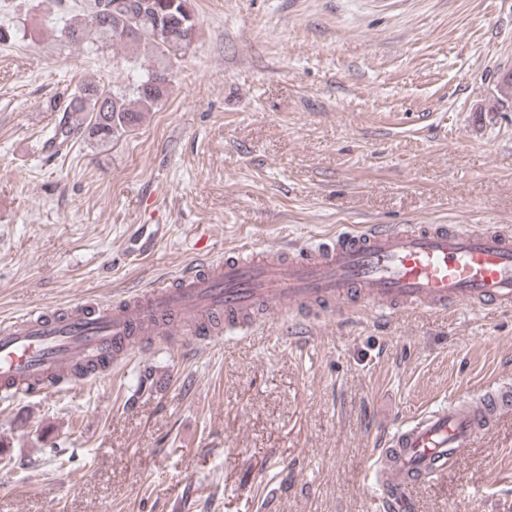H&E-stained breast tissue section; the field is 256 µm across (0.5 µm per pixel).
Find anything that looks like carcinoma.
Segmentation results:
<instances>
[{"mask_svg": "<svg viewBox=\"0 0 512 512\" xmlns=\"http://www.w3.org/2000/svg\"><path fill=\"white\" fill-rule=\"evenodd\" d=\"M111 14L95 22L97 0L66 24L61 37L74 45L92 34L101 48L147 46L151 53L131 58L127 84L106 86L85 81L71 89L65 100L50 102L58 119L48 141L62 147L73 140L107 144L139 124L167 95L173 60L185 54L197 38L190 0H109Z\"/></svg>", "mask_w": 512, "mask_h": 512, "instance_id": "1", "label": "carcinoma"}]
</instances>
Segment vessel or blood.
<instances>
[{"label":"vessel or blood","instance_id":"1","mask_svg":"<svg viewBox=\"0 0 512 512\" xmlns=\"http://www.w3.org/2000/svg\"><path fill=\"white\" fill-rule=\"evenodd\" d=\"M306 324L365 307L386 317L466 307H512V232L447 224H367L311 246L243 247L196 258L175 276L109 301L34 309L0 321V394L55 392L76 367L118 366L146 339L199 349L215 334L248 335L269 301ZM512 414V385L441 403L385 432L369 482L376 512H415L413 491L445 472L480 435Z\"/></svg>","mask_w":512,"mask_h":512}]
</instances>
